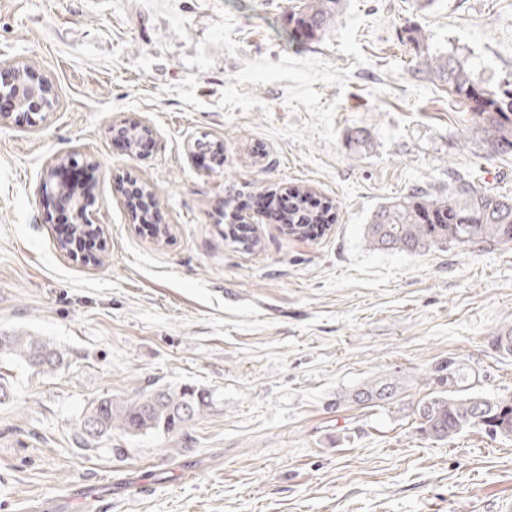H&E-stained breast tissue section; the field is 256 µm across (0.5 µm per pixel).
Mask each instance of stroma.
Returning a JSON list of instances; mask_svg holds the SVG:
<instances>
[{"label":"stroma","mask_w":512,"mask_h":512,"mask_svg":"<svg viewBox=\"0 0 512 512\" xmlns=\"http://www.w3.org/2000/svg\"><path fill=\"white\" fill-rule=\"evenodd\" d=\"M299 0H0V65L27 64L55 104L0 125V331L64 349L53 374L0 360V512H500L512 440L473 429L434 442L418 405L448 359L479 391L512 395V241L373 251L365 226L414 191L463 178L512 197V153L486 159L446 85L420 73L452 53L475 79L512 80V0H343L297 44ZM148 127L141 152L118 123ZM368 134L367 153L351 148ZM221 164L202 161L199 138ZM95 169L94 266L58 248L38 205L46 168ZM148 187L167 239L135 229L118 179ZM300 186L333 206L299 238L260 205L258 246L224 239L237 195ZM390 403L352 396L378 374ZM192 385L209 408L180 431L78 441L90 405Z\"/></svg>","instance_id":"35a3bbf8"}]
</instances>
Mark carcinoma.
<instances>
[{"label": "carcinoma", "instance_id": "obj_1", "mask_svg": "<svg viewBox=\"0 0 512 512\" xmlns=\"http://www.w3.org/2000/svg\"><path fill=\"white\" fill-rule=\"evenodd\" d=\"M342 0H301L288 16L292 41L311 40L321 34L336 15ZM423 71L448 86L468 111L480 132V148L486 158L512 152V82L482 84L465 63L452 55L424 56ZM288 214L284 224L292 235H305L310 224L329 221L331 207L316 212L305 209L310 193L288 190ZM231 243L249 249L256 241L241 225L225 236ZM365 245L371 250L420 253L448 244L512 241V197L475 185L464 179L455 182L448 199L420 193L393 198L378 207L365 227ZM54 372L66 361L67 353L53 341L31 333L11 330L0 333V359ZM438 390L420 403L419 429L433 441L450 440L472 428L491 437H512V396L490 395L474 390L471 375L456 366L454 359L436 369ZM394 376L381 374L362 385L352 399L387 402L399 391ZM210 405L206 391L185 385L157 386L142 394L118 400L106 396L91 404L85 413L80 443L90 447L103 436L170 434L201 415Z\"/></svg>", "mask_w": 512, "mask_h": 512}]
</instances>
